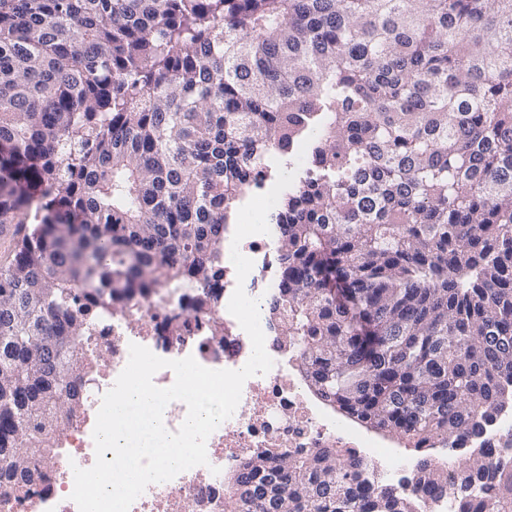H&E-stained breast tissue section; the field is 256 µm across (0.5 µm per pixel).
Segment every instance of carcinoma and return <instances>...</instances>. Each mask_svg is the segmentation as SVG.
Instances as JSON below:
<instances>
[{"label":"carcinoma","mask_w":512,"mask_h":512,"mask_svg":"<svg viewBox=\"0 0 512 512\" xmlns=\"http://www.w3.org/2000/svg\"><path fill=\"white\" fill-rule=\"evenodd\" d=\"M308 144L268 305L308 389L406 448L477 440L512 398V0H0V487L30 484L90 381L103 312L189 288ZM339 448L246 458L231 512H512V460H420L411 492Z\"/></svg>","instance_id":"cac0c4a2"}]
</instances>
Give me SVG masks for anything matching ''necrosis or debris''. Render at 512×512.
<instances>
[{"label": "necrosis or debris", "mask_w": 512, "mask_h": 512, "mask_svg": "<svg viewBox=\"0 0 512 512\" xmlns=\"http://www.w3.org/2000/svg\"><path fill=\"white\" fill-rule=\"evenodd\" d=\"M239 250L252 260L253 271L241 282L232 262H225L224 290L214 316L181 309L180 295L159 293L135 297L128 311L98 318L87 350L92 356L103 350L107 356L93 368L85 411L54 433L56 446L42 460L41 479L36 485L0 488V512H78L70 498L73 470L87 469L95 463L93 429L97 413L104 394L128 362L130 344L145 346L168 360L191 356L210 369L237 370L244 366L252 344L229 313V300L239 284L248 296L263 303L273 298L276 289L269 236H247ZM212 318L222 324V338H213L207 326ZM265 348L274 366L268 373L246 380L234 414L207 439V465L149 485L130 512H224L225 472L262 451L307 453L318 448H340L369 460L378 477L392 482L403 478L410 466L406 458L353 431L334 411L311 399L288 369L273 339H266Z\"/></svg>", "instance_id": "1"}]
</instances>
